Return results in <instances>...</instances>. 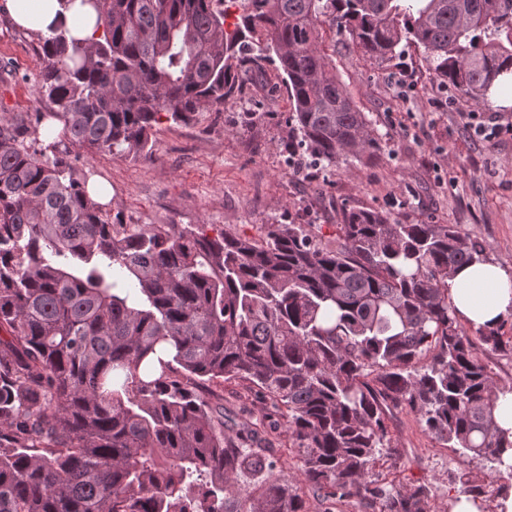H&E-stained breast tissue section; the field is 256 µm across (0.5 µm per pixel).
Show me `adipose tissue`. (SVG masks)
<instances>
[{"instance_id":"1","label":"adipose tissue","mask_w":512,"mask_h":512,"mask_svg":"<svg viewBox=\"0 0 512 512\" xmlns=\"http://www.w3.org/2000/svg\"><path fill=\"white\" fill-rule=\"evenodd\" d=\"M5 9L15 25L44 37L62 27L80 39L95 34L80 0H6ZM448 288L460 318L473 328L489 329L512 315V271L501 263L465 267L449 279Z\"/></svg>"}]
</instances>
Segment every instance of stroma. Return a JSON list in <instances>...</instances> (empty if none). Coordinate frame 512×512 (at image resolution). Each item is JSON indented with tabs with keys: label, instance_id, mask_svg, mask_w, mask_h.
<instances>
[{
	"label": "stroma",
	"instance_id": "35a3bbf8",
	"mask_svg": "<svg viewBox=\"0 0 512 512\" xmlns=\"http://www.w3.org/2000/svg\"><path fill=\"white\" fill-rule=\"evenodd\" d=\"M39 45V36L15 28L0 9V65L14 73L0 82V113L49 111L38 92ZM326 50L381 138L371 164L289 165L290 105L269 63L244 77L240 96L223 108L199 113L189 126L158 125L153 158L85 154L78 169L111 187V209L127 224H213L254 236L264 224H335L352 206L401 224L458 225L487 258L512 267V135L486 140L472 131L512 123V106L483 107L441 86L412 45L382 65L345 37L327 41ZM388 425L398 455L377 469V479L429 484L434 512L466 494L464 473L489 470L433 438L407 411H393Z\"/></svg>",
	"mask_w": 512,
	"mask_h": 512
}]
</instances>
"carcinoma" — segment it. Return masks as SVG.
Returning <instances> with one entry per match:
<instances>
[{
	"mask_svg": "<svg viewBox=\"0 0 512 512\" xmlns=\"http://www.w3.org/2000/svg\"><path fill=\"white\" fill-rule=\"evenodd\" d=\"M82 0L99 35L42 41L51 112L0 116V512H305L276 444L323 506L431 512L423 483L374 479L388 413L502 475L512 436L476 344L512 353L508 320L470 335L448 279L485 262L455 224L354 207L257 236L125 224L75 177L80 152L152 154L279 63L288 146L326 165L380 143L321 48L319 23L389 62L423 50L435 78L488 106L512 75V0ZM234 17V22L227 19ZM248 383L280 412L224 422L214 387Z\"/></svg>",
	"mask_w": 512,
	"mask_h": 512,
	"instance_id": "1",
	"label": "carcinoma"
}]
</instances>
